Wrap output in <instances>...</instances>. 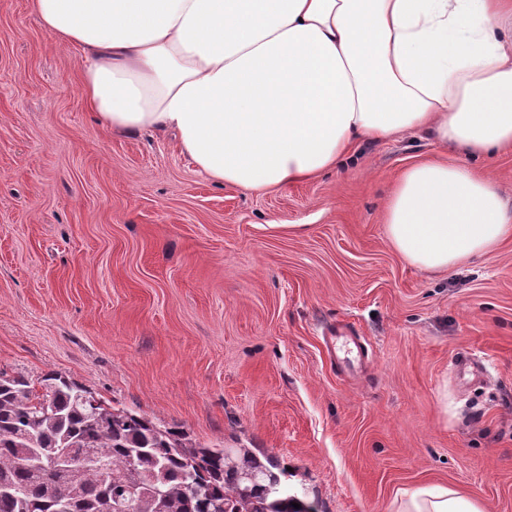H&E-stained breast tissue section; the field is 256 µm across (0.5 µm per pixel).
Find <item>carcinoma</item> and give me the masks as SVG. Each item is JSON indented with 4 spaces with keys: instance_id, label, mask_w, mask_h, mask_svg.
Listing matches in <instances>:
<instances>
[{
    "instance_id": "1",
    "label": "carcinoma",
    "mask_w": 512,
    "mask_h": 512,
    "mask_svg": "<svg viewBox=\"0 0 512 512\" xmlns=\"http://www.w3.org/2000/svg\"><path fill=\"white\" fill-rule=\"evenodd\" d=\"M39 385L0 371V512H54L61 500L73 512H119L132 486L128 512H318L288 493L272 453L201 445L55 372ZM62 448L106 460L108 473L49 463Z\"/></svg>"
}]
</instances>
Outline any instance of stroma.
<instances>
[{
    "mask_svg": "<svg viewBox=\"0 0 512 512\" xmlns=\"http://www.w3.org/2000/svg\"><path fill=\"white\" fill-rule=\"evenodd\" d=\"M79 81L29 0H0V370L275 453L319 512H398L420 488L512 512V240L428 276L383 224L423 160L512 200V150L408 133L248 192L200 175L173 134L104 129ZM340 327L363 349L344 365L324 344ZM465 352L483 374L456 371Z\"/></svg>",
    "mask_w": 512,
    "mask_h": 512,
    "instance_id": "stroma-1",
    "label": "stroma"
}]
</instances>
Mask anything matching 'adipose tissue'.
Returning <instances> with one entry per match:
<instances>
[{
    "instance_id": "obj_1",
    "label": "adipose tissue",
    "mask_w": 512,
    "mask_h": 512,
    "mask_svg": "<svg viewBox=\"0 0 512 512\" xmlns=\"http://www.w3.org/2000/svg\"><path fill=\"white\" fill-rule=\"evenodd\" d=\"M80 48L93 118L174 132L199 174L265 191L344 163L363 140L420 131L483 157L512 149V0H31ZM392 249L445 273L512 239L490 177L405 168L384 215ZM401 512H481L422 488Z\"/></svg>"
}]
</instances>
